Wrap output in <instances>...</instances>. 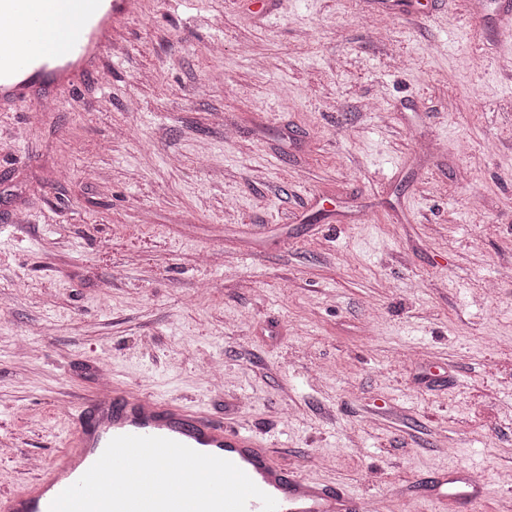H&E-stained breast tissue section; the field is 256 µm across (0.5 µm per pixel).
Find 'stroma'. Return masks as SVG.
<instances>
[{
	"label": "stroma",
	"mask_w": 512,
	"mask_h": 512,
	"mask_svg": "<svg viewBox=\"0 0 512 512\" xmlns=\"http://www.w3.org/2000/svg\"><path fill=\"white\" fill-rule=\"evenodd\" d=\"M275 2L140 0L0 112V495L105 366L381 512H512V11ZM481 481L474 473L464 471L448 472V477L440 480L434 489V499L441 502L453 498L467 503L480 494Z\"/></svg>",
	"instance_id": "35a3bbf8"
}]
</instances>
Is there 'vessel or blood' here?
Here are the masks:
<instances>
[{"mask_svg":"<svg viewBox=\"0 0 512 512\" xmlns=\"http://www.w3.org/2000/svg\"><path fill=\"white\" fill-rule=\"evenodd\" d=\"M139 0H0V106L19 101L36 106L60 102L79 79L96 73L104 54ZM68 14L66 43L48 35L43 19ZM74 424L69 447L38 469L30 489L0 498V512H49L51 502L74 484L117 436L164 437L227 459L242 469L278 504V512H356L352 499L299 473L278 467L273 456L243 427H227L202 413L152 395L101 382L96 397H81L67 411ZM475 474L449 472L434 498L466 503L480 493Z\"/></svg>","mask_w":512,"mask_h":512,"instance_id":"obj_1","label":"vessel or blood"}]
</instances>
